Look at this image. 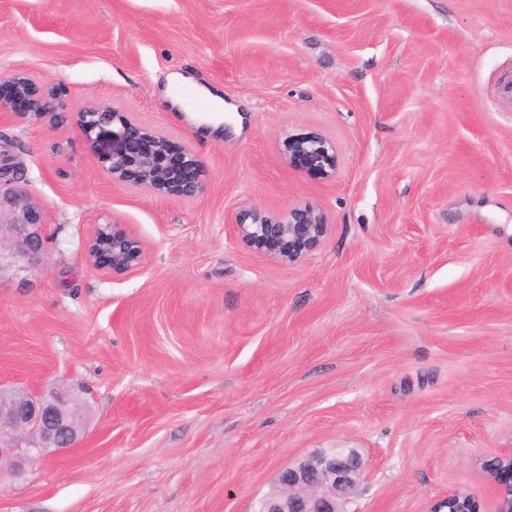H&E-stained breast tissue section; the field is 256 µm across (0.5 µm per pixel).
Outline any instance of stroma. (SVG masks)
Listing matches in <instances>:
<instances>
[{"label":"stroma","instance_id":"obj_1","mask_svg":"<svg viewBox=\"0 0 512 512\" xmlns=\"http://www.w3.org/2000/svg\"><path fill=\"white\" fill-rule=\"evenodd\" d=\"M180 71L224 98L221 135L173 109ZM512 0H0V80L56 89L0 114L42 205L40 268L0 271V382L69 390L75 448L0 466V512H256L282 468L358 453L349 512H493L512 448ZM103 102L202 163L160 196L94 163ZM330 139L329 178L285 140ZM310 204L331 226L281 263L227 214ZM119 224L115 271L88 252ZM7 82L12 89V98L23 103V112L46 116L54 115L61 108L59 99L52 91L39 88L26 77L14 76ZM144 249L134 236L118 226L99 227L90 245V256L105 258L112 270H128L142 263ZM484 468L494 484V512H512V448L487 459ZM448 512H480L481 505L478 498L465 490H455L446 497Z\"/></svg>","mask_w":512,"mask_h":512}]
</instances>
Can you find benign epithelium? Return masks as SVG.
<instances>
[{"mask_svg":"<svg viewBox=\"0 0 512 512\" xmlns=\"http://www.w3.org/2000/svg\"><path fill=\"white\" fill-rule=\"evenodd\" d=\"M12 98L25 111L53 115L61 108L56 95L39 88L26 77L8 80ZM85 137L112 127V149L94 156L96 165L112 181L143 188L156 195L185 200L202 196L206 185L199 180V161L189 152L171 161L170 140L139 123L127 112L101 103L83 107ZM288 161L333 176L339 165L335 146L318 134L290 136L285 142ZM235 237L245 246L294 263L303 252L321 245L330 225L321 209L304 205L287 214L253 209L248 218L225 216ZM44 213L25 187L19 163L0 150V266L6 261L38 267L46 251ZM144 249L134 236L118 225L99 227L90 245V256L104 258L112 269L128 270L142 263ZM81 409L74 397L59 388L33 392L0 385V462L42 460L73 448L79 439ZM494 484V512H512V448L484 462ZM363 476L362 463L352 449L332 448L284 468L278 493L259 502L258 512H344ZM448 512H481L478 498L465 490L446 497Z\"/></svg>","mask_w":512,"mask_h":512,"instance_id":"benign-epithelium-1","label":"benign epithelium"}]
</instances>
